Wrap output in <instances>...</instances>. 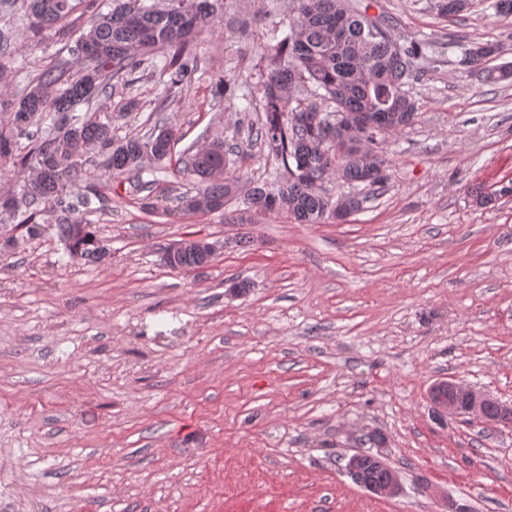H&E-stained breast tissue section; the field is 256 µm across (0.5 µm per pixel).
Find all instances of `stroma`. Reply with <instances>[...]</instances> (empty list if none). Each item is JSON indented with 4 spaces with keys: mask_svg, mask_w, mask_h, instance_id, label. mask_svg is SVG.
Wrapping results in <instances>:
<instances>
[{
    "mask_svg": "<svg viewBox=\"0 0 512 512\" xmlns=\"http://www.w3.org/2000/svg\"><path fill=\"white\" fill-rule=\"evenodd\" d=\"M21 2L0 0V93L14 101L44 69H80L74 40L34 35ZM210 2L191 83L170 93L136 72L140 107L113 97L112 137L157 111L187 141L221 138L230 169L263 181L274 167L247 144L244 110L259 106L267 29L289 30L285 0ZM357 2L433 41L437 61L409 88L414 123L384 137L386 190L347 221L225 223L242 192L188 213L178 198L198 180L167 162L113 175L85 214L100 261L70 258L59 215L35 235L0 218V512H440L448 498L512 512V430L427 400L458 378L512 403V196L481 208L468 193L512 181V79L453 64L460 41L502 43L512 63V16ZM185 239L216 244L214 260L164 265ZM375 451L400 474L396 498L344 471Z\"/></svg>",
    "mask_w": 512,
    "mask_h": 512,
    "instance_id": "1",
    "label": "stroma"
}]
</instances>
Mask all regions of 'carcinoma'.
<instances>
[{"label":"carcinoma","mask_w":512,"mask_h":512,"mask_svg":"<svg viewBox=\"0 0 512 512\" xmlns=\"http://www.w3.org/2000/svg\"><path fill=\"white\" fill-rule=\"evenodd\" d=\"M82 0H26L25 14L35 34L63 31V22ZM471 0H432L441 17L460 15ZM290 33L272 35L274 65L259 88L257 119L247 120L248 143H257L277 167L271 181L258 182L247 192L246 208L226 218L229 224H255L260 214L281 211L298 224H322L336 216V203L325 185L333 178L362 184L366 193L344 196L343 207L356 213L384 190L388 178L365 180L371 170L388 168L378 137L413 124L417 105L407 87L421 79L433 64L430 44L374 32L390 30L384 16L375 19L355 9L349 0H290ZM214 28L209 0H169L166 7L140 0H112L106 14H92L76 41L82 67L76 79L46 69L17 102L0 100V113L9 128L21 134L48 117V132L25 153L14 152L12 140L0 131V157L13 160L22 180L20 195L0 197V213L20 214L21 223L34 224L44 212L58 213L61 237L73 258H99L106 249L78 214L93 211L102 200L112 174H138L144 158L159 162L172 157L178 130L155 123L145 135L112 140L109 115L87 118L75 107L103 96L112 98L131 85L127 76L137 68L157 69L171 86H186L195 71V41ZM459 72L481 82L512 78V65L484 69L482 61L504 52L499 43L457 45ZM165 51L163 65L152 52ZM306 93L305 100L297 94ZM332 109L324 108V104ZM95 151L101 157L96 183L80 186L82 170L74 157ZM178 163L199 178L203 188L183 195V210L195 212L224 204L239 189V178L228 168L224 141L203 149L188 147ZM512 193V182L493 193L472 191L474 202L487 207ZM215 249L186 242L176 252L162 248L171 269H203ZM391 466L371 453L362 454L357 479L378 486L389 479Z\"/></svg>","instance_id":"carcinoma-1"}]
</instances>
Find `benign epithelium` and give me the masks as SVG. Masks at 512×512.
<instances>
[{
  "mask_svg": "<svg viewBox=\"0 0 512 512\" xmlns=\"http://www.w3.org/2000/svg\"><path fill=\"white\" fill-rule=\"evenodd\" d=\"M428 400L440 412L512 428L511 404L459 379L450 378L435 383L430 388ZM401 491L399 473L393 471L387 482L371 489V494L378 498L392 499Z\"/></svg>",
  "mask_w": 512,
  "mask_h": 512,
  "instance_id": "7a95c632",
  "label": "benign epithelium"
}]
</instances>
